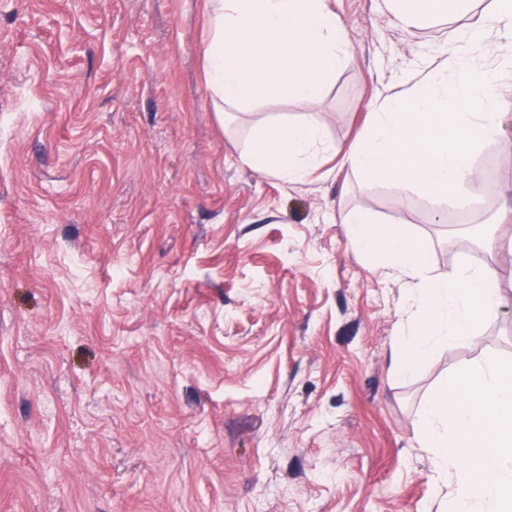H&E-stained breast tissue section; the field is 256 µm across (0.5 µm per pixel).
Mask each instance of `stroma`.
<instances>
[{"label": "stroma", "instance_id": "35a3bbf8", "mask_svg": "<svg viewBox=\"0 0 512 512\" xmlns=\"http://www.w3.org/2000/svg\"><path fill=\"white\" fill-rule=\"evenodd\" d=\"M354 61L316 102L219 124L205 0H0V512H439L419 444L450 373L512 362V194L472 208L324 158L303 181L241 160L314 113L366 135L493 0L419 28L330 0ZM478 186L512 176V76ZM368 209L431 276L488 266L505 300L471 345L396 371L412 279L354 247Z\"/></svg>", "mask_w": 512, "mask_h": 512}]
</instances>
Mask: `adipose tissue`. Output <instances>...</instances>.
Here are the masks:
<instances>
[{"label":"adipose tissue","instance_id":"obj_1","mask_svg":"<svg viewBox=\"0 0 512 512\" xmlns=\"http://www.w3.org/2000/svg\"><path fill=\"white\" fill-rule=\"evenodd\" d=\"M202 54L216 114L243 111L261 100L313 101L346 68L354 52L328 0H207ZM355 246L382 255L419 281V327L398 337L397 371L412 374L439 344L465 345L501 307L504 297L491 270L461 267L444 278L427 277L428 255L397 226L377 223L367 209L348 219Z\"/></svg>","mask_w":512,"mask_h":512}]
</instances>
